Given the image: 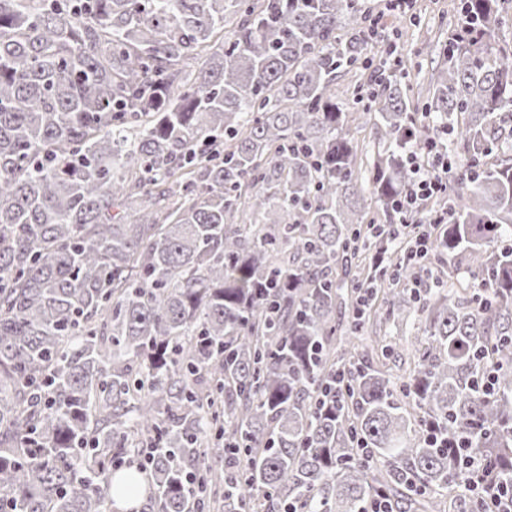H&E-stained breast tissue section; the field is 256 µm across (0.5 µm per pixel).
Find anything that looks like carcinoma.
Masks as SVG:
<instances>
[{"instance_id": "obj_1", "label": "carcinoma", "mask_w": 512, "mask_h": 512, "mask_svg": "<svg viewBox=\"0 0 512 512\" xmlns=\"http://www.w3.org/2000/svg\"><path fill=\"white\" fill-rule=\"evenodd\" d=\"M503 2L462 0L474 32L423 107L391 73L347 108L337 74L373 49L361 0H0V512H116L126 491L140 512H360L378 493L435 512L466 478L443 439L512 482ZM418 110L448 133L430 257L461 260L462 292L409 288L421 266L372 232L410 223ZM360 120L385 142L366 169ZM353 284L382 297L358 320ZM410 317L398 389L335 352Z\"/></svg>"}]
</instances>
